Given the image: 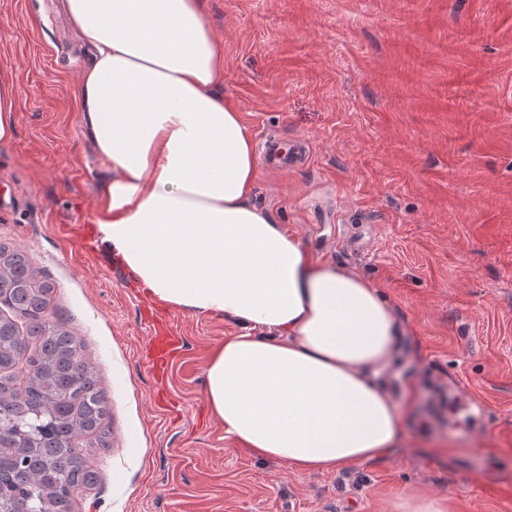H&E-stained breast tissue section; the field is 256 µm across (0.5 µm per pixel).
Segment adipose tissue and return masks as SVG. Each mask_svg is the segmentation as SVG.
I'll return each instance as SVG.
<instances>
[{
    "mask_svg": "<svg viewBox=\"0 0 512 512\" xmlns=\"http://www.w3.org/2000/svg\"><path fill=\"white\" fill-rule=\"evenodd\" d=\"M95 50L75 95L106 161L96 245L164 305L240 325L209 357L224 435L253 456L333 473L398 447L377 383L402 327L371 282L304 252L252 203V134L224 98L203 0H67Z\"/></svg>",
    "mask_w": 512,
    "mask_h": 512,
    "instance_id": "ef3b65f1",
    "label": "adipose tissue"
}]
</instances>
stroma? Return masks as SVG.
Masks as SVG:
<instances>
[{
    "instance_id": "stroma-1",
    "label": "stroma",
    "mask_w": 512,
    "mask_h": 512,
    "mask_svg": "<svg viewBox=\"0 0 512 512\" xmlns=\"http://www.w3.org/2000/svg\"><path fill=\"white\" fill-rule=\"evenodd\" d=\"M224 96L255 145V203L310 259L377 286L404 327L379 374L403 416L387 457L328 473L238 448L203 369L239 327L154 302L96 247L107 167L73 96L94 51L66 0H0V69L17 87L0 144V243L55 285L108 405L98 473L75 512H512V0H205ZM178 353L146 358L154 330ZM395 512H446L442 502L424 497H403L394 505Z\"/></svg>"
}]
</instances>
